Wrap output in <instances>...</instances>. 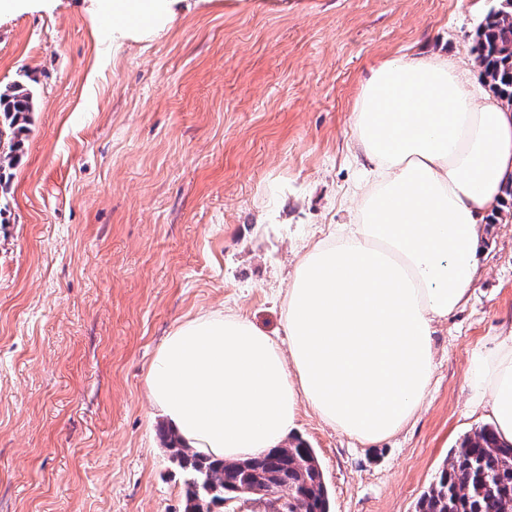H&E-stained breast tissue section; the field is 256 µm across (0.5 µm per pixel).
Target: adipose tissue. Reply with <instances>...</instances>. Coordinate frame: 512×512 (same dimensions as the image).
I'll use <instances>...</instances> for the list:
<instances>
[{"instance_id":"obj_1","label":"adipose tissue","mask_w":512,"mask_h":512,"mask_svg":"<svg viewBox=\"0 0 512 512\" xmlns=\"http://www.w3.org/2000/svg\"><path fill=\"white\" fill-rule=\"evenodd\" d=\"M183 0H88L112 37L142 42L170 28ZM474 71L440 55L388 60L362 84L354 150L373 180L351 192L353 224L300 252L285 302L287 345L229 311L193 316L159 347L146 385L154 406L198 453L267 454L307 403L363 443L421 410L435 321L468 298L478 228L512 180V108L472 106ZM472 396L512 442V332L473 351Z\"/></svg>"}]
</instances>
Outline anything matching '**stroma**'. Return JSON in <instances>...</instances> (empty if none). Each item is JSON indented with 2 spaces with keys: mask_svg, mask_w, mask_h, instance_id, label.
Instances as JSON below:
<instances>
[{
  "mask_svg": "<svg viewBox=\"0 0 512 512\" xmlns=\"http://www.w3.org/2000/svg\"><path fill=\"white\" fill-rule=\"evenodd\" d=\"M500 3L239 0L119 47L77 0L0 19V90L34 94L0 174V512H184L145 384L157 349L222 308L285 337L295 252L353 215L361 85L391 59L473 66ZM482 238L408 425L364 444L300 407L331 512H415L487 425L465 374L512 331V201Z\"/></svg>",
  "mask_w": 512,
  "mask_h": 512,
  "instance_id": "35a3bbf8",
  "label": "stroma"
}]
</instances>
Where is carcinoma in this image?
Wrapping results in <instances>:
<instances>
[{
  "mask_svg": "<svg viewBox=\"0 0 512 512\" xmlns=\"http://www.w3.org/2000/svg\"><path fill=\"white\" fill-rule=\"evenodd\" d=\"M475 60L498 97L512 104V0H502L477 30ZM32 92L20 84L0 93V145L9 160L19 146V118L33 111ZM167 448L186 473L184 512H197V501L222 504L249 486L253 494L277 491V512H330V500L314 449L297 441L246 461L213 460L163 434ZM416 512H512V444L486 426L450 450L448 465L420 495Z\"/></svg>",
  "mask_w": 512,
  "mask_h": 512,
  "instance_id": "cac0c4a2",
  "label": "carcinoma"
}]
</instances>
